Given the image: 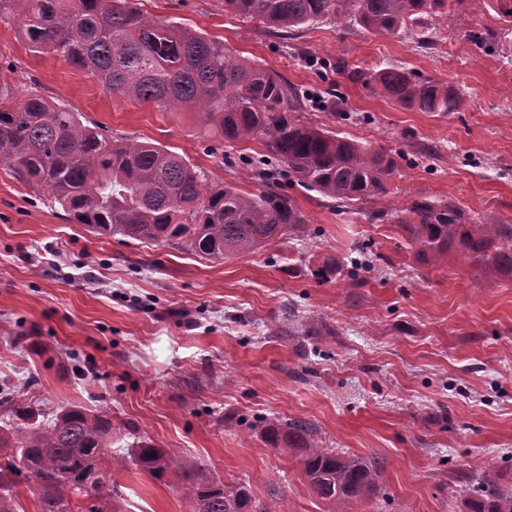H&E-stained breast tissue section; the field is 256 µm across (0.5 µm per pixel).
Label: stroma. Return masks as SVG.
Instances as JSON below:
<instances>
[{
	"instance_id": "stroma-1",
	"label": "stroma",
	"mask_w": 512,
	"mask_h": 512,
	"mask_svg": "<svg viewBox=\"0 0 512 512\" xmlns=\"http://www.w3.org/2000/svg\"><path fill=\"white\" fill-rule=\"evenodd\" d=\"M223 41L307 93L302 120L401 155L390 197L454 202L476 224L512 225V32L464 0L433 46L408 34L315 22L282 34L224 0H141ZM0 21V82L37 90L87 125L181 154L209 180L254 190L255 141L225 146L194 113L109 92ZM395 67L457 87L454 112L370 94L354 71ZM315 234L227 259L99 235L0 163V391L44 419L78 405L112 416L119 451L149 437L180 460L248 483L279 512H325L271 418L314 422L326 447L384 461L361 512H471L479 472L512 487V266L453 251L419 262L404 231L283 184ZM367 246L371 272L325 282ZM319 319L321 335L307 333ZM113 512H186L177 480L113 469Z\"/></svg>"
}]
</instances>
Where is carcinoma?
I'll return each mask as SVG.
<instances>
[{
    "label": "carcinoma",
    "instance_id": "obj_1",
    "mask_svg": "<svg viewBox=\"0 0 512 512\" xmlns=\"http://www.w3.org/2000/svg\"><path fill=\"white\" fill-rule=\"evenodd\" d=\"M466 1L512 26V0H456ZM22 2L20 37L31 51L57 53L114 93L189 109L228 144L258 141L267 151L255 172L258 192L213 186L176 152L109 137L36 91L18 101L0 83V161L30 187L48 191L69 218L92 232L222 259L309 233L295 199L278 191L284 175L340 207L389 199L398 157L304 122L306 95L224 43L153 19L134 0ZM224 8L285 31L331 20L396 34L411 26L436 30L448 20V0H224ZM357 78L371 94L408 109L453 112L462 104L456 87L395 68L359 72ZM390 211L398 213L415 257L425 264L454 249L512 266L511 224H472L455 203L425 195L372 211L369 218L382 221ZM497 240L504 246L491 256ZM0 408L8 416L0 426V512H20L12 493L18 476L35 491L39 512H108L102 500L107 458L161 482L176 476L188 512H278L255 505L249 486L226 487L150 438L126 453L113 451L112 416L105 411L73 406L41 425L24 398H3ZM262 434L272 448L299 451L302 474L322 502L362 504L378 496L381 461L324 447L313 423L271 419ZM476 493L472 512H512V492L496 480L483 477ZM73 494L95 501L77 511Z\"/></svg>",
    "mask_w": 512,
    "mask_h": 512
}]
</instances>
